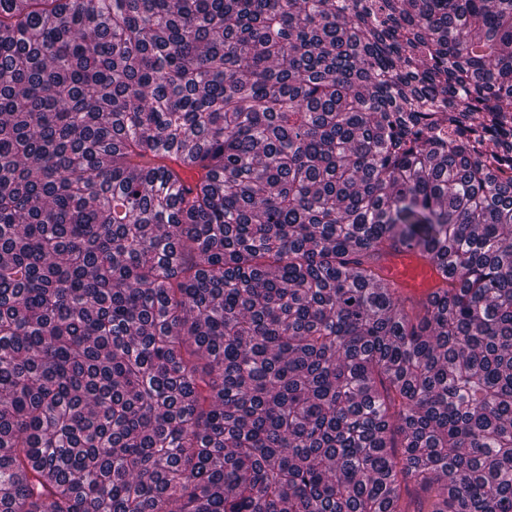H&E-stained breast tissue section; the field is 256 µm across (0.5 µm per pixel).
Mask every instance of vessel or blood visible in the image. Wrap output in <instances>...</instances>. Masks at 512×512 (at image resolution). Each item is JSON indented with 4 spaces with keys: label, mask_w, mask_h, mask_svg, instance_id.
Wrapping results in <instances>:
<instances>
[{
    "label": "vessel or blood",
    "mask_w": 512,
    "mask_h": 512,
    "mask_svg": "<svg viewBox=\"0 0 512 512\" xmlns=\"http://www.w3.org/2000/svg\"><path fill=\"white\" fill-rule=\"evenodd\" d=\"M383 277L410 297L427 298L433 291L438 272L416 248L401 246L380 262Z\"/></svg>",
    "instance_id": "b4317fda"
}]
</instances>
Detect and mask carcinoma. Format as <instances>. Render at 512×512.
<instances>
[{"label":"carcinoma","instance_id":"cac0c4a2","mask_svg":"<svg viewBox=\"0 0 512 512\" xmlns=\"http://www.w3.org/2000/svg\"><path fill=\"white\" fill-rule=\"evenodd\" d=\"M415 494L512 512V0H0V512ZM383 277L410 297L426 299L438 282V272L416 248L399 246L380 261Z\"/></svg>","mask_w":512,"mask_h":512}]
</instances>
